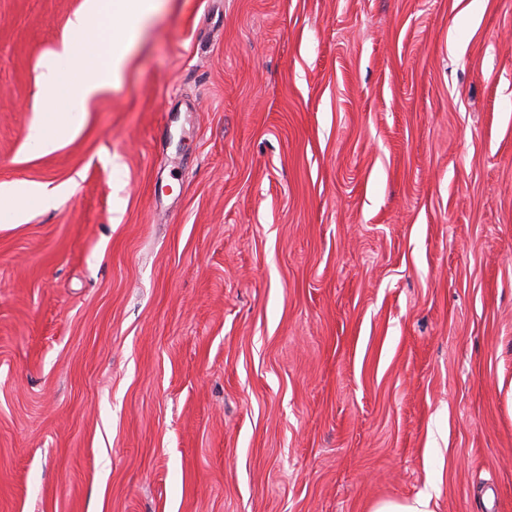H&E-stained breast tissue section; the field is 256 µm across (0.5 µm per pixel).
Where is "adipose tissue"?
I'll list each match as a JSON object with an SVG mask.
<instances>
[{"label": "adipose tissue", "mask_w": 512, "mask_h": 512, "mask_svg": "<svg viewBox=\"0 0 512 512\" xmlns=\"http://www.w3.org/2000/svg\"><path fill=\"white\" fill-rule=\"evenodd\" d=\"M160 0H84L71 35L45 64V107L28 132L40 153L53 151L82 118L90 100L120 83L143 28ZM56 189L39 183H0V217L22 222L30 203L47 204Z\"/></svg>", "instance_id": "1"}]
</instances>
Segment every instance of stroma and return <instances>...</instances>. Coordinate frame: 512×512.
Returning a JSON list of instances; mask_svg holds the SVG:
<instances>
[{"mask_svg":"<svg viewBox=\"0 0 512 512\" xmlns=\"http://www.w3.org/2000/svg\"><path fill=\"white\" fill-rule=\"evenodd\" d=\"M163 0L48 154L83 0H0V512H512V0ZM58 194V188L49 189L45 184L0 183L1 218L22 223L26 218L31 202L45 205ZM430 498L429 495H419L403 502L382 501L374 506L372 512H433Z\"/></svg>","mask_w":512,"mask_h":512,"instance_id":"1","label":"stroma"}]
</instances>
